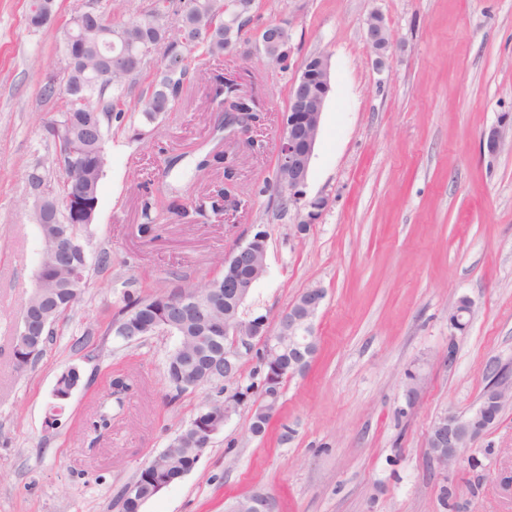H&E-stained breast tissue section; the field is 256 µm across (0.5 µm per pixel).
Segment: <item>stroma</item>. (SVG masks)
<instances>
[{
  "label": "stroma",
  "mask_w": 512,
  "mask_h": 512,
  "mask_svg": "<svg viewBox=\"0 0 512 512\" xmlns=\"http://www.w3.org/2000/svg\"><path fill=\"white\" fill-rule=\"evenodd\" d=\"M31 0H0V512H121L139 467L195 416L200 391L173 397L163 363L173 336L127 345L108 323L123 294L201 285L219 258L267 233V272L247 305L269 323L308 287L327 290L315 324L319 352L289 380L264 436L239 408L195 469L141 512H228L272 497L277 512H512V406L447 470L430 461L434 420L468 414L492 381L512 372V0H254L237 51L201 66L189 57L176 109L147 122H113L108 163L89 229L92 267L81 303L54 326L41 360L18 374L17 318L42 258L26 174L49 163L44 126L63 98L41 95L63 78L61 38L81 0H55L29 26ZM380 15L389 38L367 37ZM290 33L287 69L267 64L259 32ZM329 59L331 92L304 193L328 207L308 234L304 214L281 211L264 185L277 167L278 115L303 61ZM236 79L264 124L238 148L235 204L205 219L172 218L157 239L140 231L144 188L169 181L207 200L224 166L196 168L220 141L208 77ZM502 134L488 153L490 128ZM179 156L164 174L165 156ZM471 303L464 331L450 318ZM81 379L56 429L44 420L60 373ZM138 384L112 429H83L117 375ZM455 497L442 500L443 486Z\"/></svg>",
  "instance_id": "obj_1"
}]
</instances>
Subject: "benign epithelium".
<instances>
[{
	"label": "benign epithelium",
	"mask_w": 512,
	"mask_h": 512,
	"mask_svg": "<svg viewBox=\"0 0 512 512\" xmlns=\"http://www.w3.org/2000/svg\"><path fill=\"white\" fill-rule=\"evenodd\" d=\"M100 11L99 0H87L83 10L75 13L70 26L72 33L78 34L86 26V18ZM368 38L376 47L389 44L387 32L381 17L375 15L368 23ZM99 61L93 77L100 86L111 85L112 68L127 67L134 58L125 52L112 51V40L108 33L99 32ZM83 41L67 40L62 46L65 56V73L60 87L70 86V75L75 61L82 55ZM330 92L328 60L325 55L317 53L309 56L300 67V74L294 81L288 98V109L280 115L281 135L276 145L279 167L287 173V178L274 191L281 197L288 198V205L299 208L304 200L305 186L309 165L317 142L321 117ZM230 131L224 132L225 145L236 142L239 134L256 125L247 112L231 113ZM32 214L38 224H54L58 211L79 217L84 209L83 196L78 191H71L61 201H56L45 190H34ZM327 199L316 198L307 203L308 211L301 221L303 226H311L327 207ZM266 237L253 234L247 240L238 242L224 255V267H234L240 262H247L255 272L249 282L237 278L224 279V294L232 296L237 305H242L249 297L254 282L259 280L266 269ZM326 297V290L320 286L304 289L288 310L278 318L275 330L267 326L266 318L241 320L224 326V335L229 339L230 347L224 353V361H237L254 352L262 356L263 361L276 363L279 355L288 352V376L302 375L310 366L317 352L318 336L314 320ZM171 307L181 316L189 317L199 311V305L188 291L177 294ZM471 314L470 302L464 298L458 300L451 315V326L456 330L467 327V316ZM52 329L46 315L38 318H22V334L42 335ZM482 399L500 409L512 403V377L501 375L487 387ZM490 427L481 415L474 411L465 416L444 415L433 424L427 439L428 454L440 467L446 469L448 464L456 461L458 455L471 445ZM276 504L272 497L253 495L248 499V512H275Z\"/></svg>",
	"instance_id": "7a95c632"
}]
</instances>
